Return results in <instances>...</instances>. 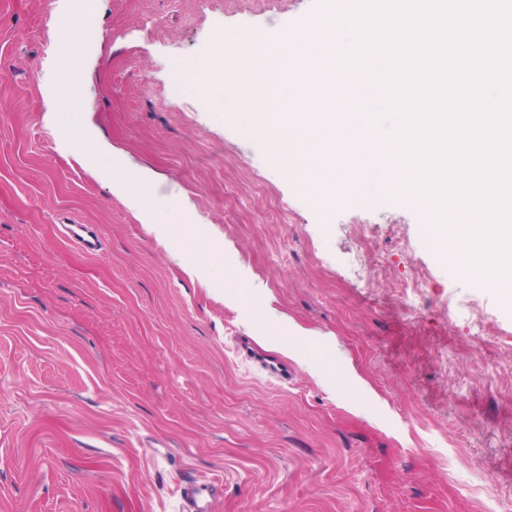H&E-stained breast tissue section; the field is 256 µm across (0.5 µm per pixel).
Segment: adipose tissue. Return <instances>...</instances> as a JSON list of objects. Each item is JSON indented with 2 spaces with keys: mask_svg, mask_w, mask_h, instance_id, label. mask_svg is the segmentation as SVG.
Returning a JSON list of instances; mask_svg holds the SVG:
<instances>
[{
  "mask_svg": "<svg viewBox=\"0 0 512 512\" xmlns=\"http://www.w3.org/2000/svg\"><path fill=\"white\" fill-rule=\"evenodd\" d=\"M83 61L81 41L71 39L57 43L53 66L47 69L41 82L49 124L58 130L61 147L70 152L79 164L105 176L113 192L121 195L146 223L154 225L159 236H173L175 225L158 219L168 200L156 193L150 174L132 167L107 143L92 138L84 126L82 115L75 107V98L83 91ZM60 66L69 69V81L56 79L55 70Z\"/></svg>",
  "mask_w": 512,
  "mask_h": 512,
  "instance_id": "adipose-tissue-1",
  "label": "adipose tissue"
}]
</instances>
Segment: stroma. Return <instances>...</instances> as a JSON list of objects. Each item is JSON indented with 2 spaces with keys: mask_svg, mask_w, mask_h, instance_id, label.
<instances>
[{
  "mask_svg": "<svg viewBox=\"0 0 512 512\" xmlns=\"http://www.w3.org/2000/svg\"><path fill=\"white\" fill-rule=\"evenodd\" d=\"M353 0H91L83 118L196 212L158 242L61 152L40 79L57 0H0V512H482L512 499V298L445 252L465 223L400 187L328 203L234 119L198 72L217 32L307 26L336 124L380 111L328 15ZM93 225L99 255L60 232ZM215 249L196 276L186 240ZM377 269L358 276L355 265ZM236 277L237 303L224 300ZM307 330L286 353L289 324ZM286 360L279 383L241 357ZM353 363L371 388L342 381ZM220 491L221 489L217 486L201 490L196 485H187L182 488V497L188 504L190 512H210L211 502L220 494Z\"/></svg>",
  "mask_w": 512,
  "mask_h": 512,
  "instance_id": "obj_1",
  "label": "stroma"
}]
</instances>
